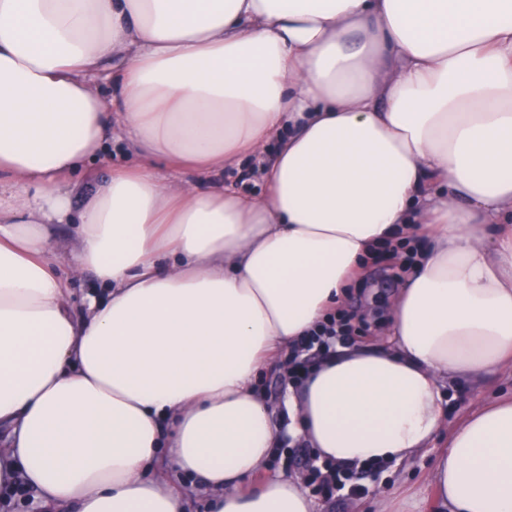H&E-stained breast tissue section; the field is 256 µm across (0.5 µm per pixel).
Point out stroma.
Listing matches in <instances>:
<instances>
[{"label":"stroma","instance_id":"obj_1","mask_svg":"<svg viewBox=\"0 0 512 512\" xmlns=\"http://www.w3.org/2000/svg\"><path fill=\"white\" fill-rule=\"evenodd\" d=\"M403 282L389 262L369 265L366 273L348 289L345 310L355 312L353 330L343 340L351 346L382 335L388 319V306ZM512 395V369H504L482 387L460 385L452 389L445 406L446 420L431 448L400 465L373 470L361 478V493L343 494L333 500L313 495L315 512H377L381 501L397 496L400 512H442L431 480L437 455L447 446L452 430L479 406Z\"/></svg>","mask_w":512,"mask_h":512}]
</instances>
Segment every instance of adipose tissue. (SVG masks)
<instances>
[{"instance_id": "ef3b65f1", "label": "adipose tissue", "mask_w": 512, "mask_h": 512, "mask_svg": "<svg viewBox=\"0 0 512 512\" xmlns=\"http://www.w3.org/2000/svg\"><path fill=\"white\" fill-rule=\"evenodd\" d=\"M117 127L133 163L74 208ZM248 152L264 195L212 182ZM407 239L384 337L288 389L320 463L414 458L448 381L512 363V0H0V488L186 512L170 463L213 512H314L300 479L246 485L276 438L253 380ZM84 274L107 293L78 311ZM433 480L445 512H512V398Z\"/></svg>"}]
</instances>
